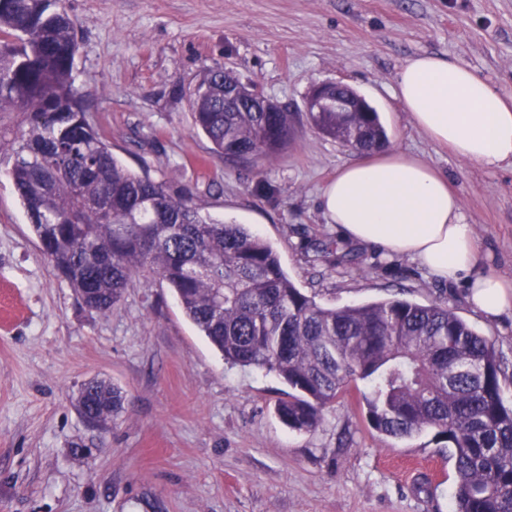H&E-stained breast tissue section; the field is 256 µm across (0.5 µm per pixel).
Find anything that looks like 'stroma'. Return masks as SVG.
<instances>
[{
  "instance_id": "obj_1",
  "label": "stroma",
  "mask_w": 512,
  "mask_h": 512,
  "mask_svg": "<svg viewBox=\"0 0 512 512\" xmlns=\"http://www.w3.org/2000/svg\"><path fill=\"white\" fill-rule=\"evenodd\" d=\"M78 42L75 87L114 157L242 224L325 307L405 298L448 305L491 341L512 404V316L490 318L462 283L342 237L320 209L354 152L313 129L312 85L339 82L381 115L390 151L447 176L482 269L512 280V166L457 158L393 96L410 57L447 54L512 95V0H63ZM255 84L295 122L274 163L231 160L193 127L188 96L210 69ZM0 161V512H452L457 476L434 430L376 431L356 395L311 432L288 428L275 374L225 362L173 290L136 276L106 316L88 313L42 254ZM333 263L317 261L321 248ZM117 386L107 429L81 385Z\"/></svg>"
}]
</instances>
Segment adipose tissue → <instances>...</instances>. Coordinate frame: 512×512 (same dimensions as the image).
Returning <instances> with one entry per match:
<instances>
[{
	"label": "adipose tissue",
	"instance_id": "ef3b65f1",
	"mask_svg": "<svg viewBox=\"0 0 512 512\" xmlns=\"http://www.w3.org/2000/svg\"><path fill=\"white\" fill-rule=\"evenodd\" d=\"M394 95L414 125L456 157L512 165V96L460 61L440 54L408 59ZM321 201L347 239L409 256L436 278L464 282L470 305L485 316L512 314V281L480 269L456 192L421 158L362 156L337 171Z\"/></svg>",
	"mask_w": 512,
	"mask_h": 512
}]
</instances>
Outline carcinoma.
Instances as JSON below:
<instances>
[{"mask_svg":"<svg viewBox=\"0 0 512 512\" xmlns=\"http://www.w3.org/2000/svg\"><path fill=\"white\" fill-rule=\"evenodd\" d=\"M60 0H0V156L44 256L84 308L106 315L146 272L176 292L186 316L224 361L277 375L291 389L277 413L312 431L323 412L363 383L377 431L435 429L457 474L454 512H512V406L494 346L438 303L391 299L326 308L284 272L274 247L242 224L202 216L191 199L122 166L74 91L78 44ZM241 83L207 71L189 100L194 127L226 157L271 160L288 147L291 117L258 102L224 108ZM309 122L354 152L388 146L378 112H310ZM118 387L85 383L78 409L105 426L122 409Z\"/></svg>","mask_w":512,"mask_h":512,"instance_id":"1","label":"carcinoma"}]
</instances>
